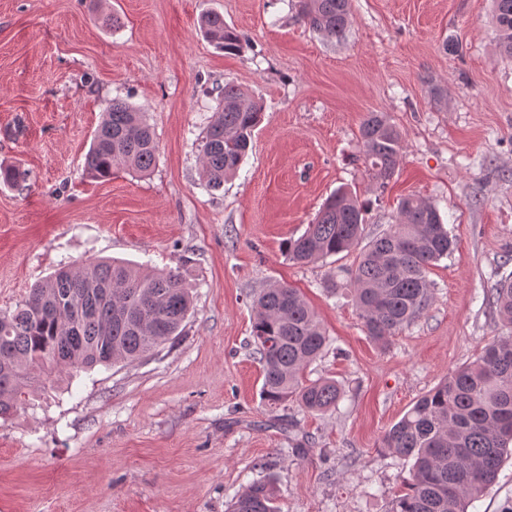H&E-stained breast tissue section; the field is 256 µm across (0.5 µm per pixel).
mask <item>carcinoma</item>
<instances>
[{"instance_id": "obj_1", "label": "carcinoma", "mask_w": 512, "mask_h": 512, "mask_svg": "<svg viewBox=\"0 0 512 512\" xmlns=\"http://www.w3.org/2000/svg\"><path fill=\"white\" fill-rule=\"evenodd\" d=\"M300 15L315 33L344 36L351 0H300ZM501 51L512 56V0H494ZM206 38L226 52L241 38L216 13L202 16ZM262 107L236 85H224L201 147L202 176L213 190L235 173L248 154ZM361 153L373 183L383 188L395 174L402 136L378 112L360 127ZM156 161L153 132L144 113L112 100L85 155L95 180L122 165L149 172ZM26 181L17 166L0 165V182ZM364 205L339 189L304 232L288 240L285 255L307 264L359 245ZM453 237L436 206L416 197L398 205V221L362 249L350 287L367 336L382 345L424 315L433 302L429 266L448 257ZM498 319L512 324V273L486 295ZM193 295L176 268L143 272L117 260H90L82 269L62 267L29 290L7 316H0V419H8L34 384L71 368L92 369L138 360L182 335ZM252 337L263 366L260 395L275 407L292 400L308 412L336 408L342 388L332 378L303 382L301 373L330 343L315 312L286 284H273L252 302ZM391 454L413 459L407 492L390 512H467L497 479L512 454V335L487 344L473 362L419 397L382 439ZM228 512H280L268 479H255L233 497Z\"/></svg>"}]
</instances>
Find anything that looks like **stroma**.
I'll use <instances>...</instances> for the list:
<instances>
[{"instance_id": "1", "label": "stroma", "mask_w": 512, "mask_h": 512, "mask_svg": "<svg viewBox=\"0 0 512 512\" xmlns=\"http://www.w3.org/2000/svg\"><path fill=\"white\" fill-rule=\"evenodd\" d=\"M342 39L313 33L298 0H0V314L63 265L119 258L184 266L194 310L174 346L61 376L0 420V512H225L269 477L281 512H389L410 461L386 431L456 367L506 335L483 294L512 273V57L493 0H351ZM242 36L227 53L199 18ZM263 107L252 148L221 190L200 175L224 84ZM440 87L434 97L432 87ZM140 107L156 164L87 177L108 102ZM380 112L403 136L375 189L360 125ZM365 206L364 233L397 221L412 195L455 239L428 270L433 303L388 345L366 334L346 285L356 253L289 262L338 188ZM297 288L331 338L306 379L335 377L324 414L260 398L254 294ZM468 512H512V459Z\"/></svg>"}]
</instances>
